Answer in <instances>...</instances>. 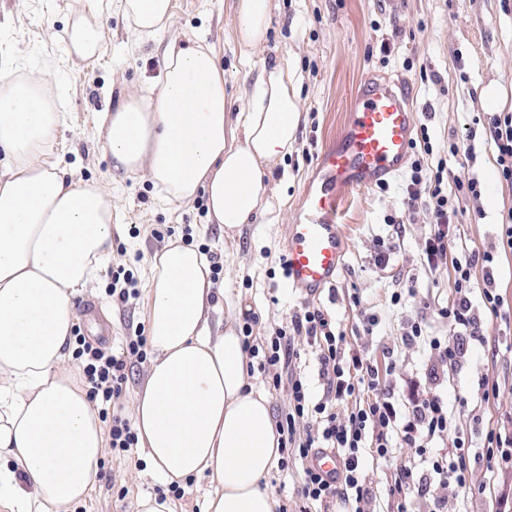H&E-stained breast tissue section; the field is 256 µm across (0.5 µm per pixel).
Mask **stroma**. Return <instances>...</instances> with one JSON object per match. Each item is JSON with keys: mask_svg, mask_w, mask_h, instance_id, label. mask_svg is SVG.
Here are the masks:
<instances>
[{"mask_svg": "<svg viewBox=\"0 0 512 512\" xmlns=\"http://www.w3.org/2000/svg\"><path fill=\"white\" fill-rule=\"evenodd\" d=\"M177 25L142 49L129 46L128 24L117 13L102 17L103 49L97 59L68 57L64 36L79 0H0V55L11 58L22 73L49 72L58 85L65 123L54 152L59 161L84 181L106 185L121 200L120 237L99 283L83 289L75 300L76 325L87 341L105 327L112 334L105 348L121 353L126 333L147 323L145 299L122 304L106 293L112 272L125 267L145 288L153 254L164 244L160 231L191 227L198 247L220 256L223 285L230 288L241 313H253V333L268 336L286 326L305 307L324 312L345 336L347 350L378 366L383 380L401 385L412 373H424L428 357L407 344L411 322L422 321L428 334L450 341L451 333L437 311L452 298V266L431 275L423 260L431 226L423 204L407 206L404 178L396 176L387 189L373 187L346 195L340 230L346 240L342 265L333 287L303 298L284 286L280 260L287 226L301 206L304 188L318 158L336 144L353 93L364 78L406 83L417 124L426 125L435 157L445 158L449 178H477L481 196L463 197L458 214L460 237L451 254L493 253L496 291L512 306V254L501 245V213L512 205V188L500 176L488 137L489 116L482 88L502 87L504 111L512 112V0H272L264 52L243 54L233 37V0H172ZM204 39L224 67V87L233 105L246 103L264 60L291 58L301 85L302 122L292 151L273 169L267 182L265 209L229 242L219 225L208 223L204 197L183 205L160 201L147 173L116 175L100 149L99 121L121 97L157 83L160 44ZM389 43L390 54L380 51ZM471 140L475 157L469 165L449 156L451 143ZM404 225L386 264H378L379 242L391 234L387 217ZM399 304H392L393 295ZM94 302L98 316L83 306ZM472 304L487 328L485 342H468L454 368L437 380L447 392L456 428L473 437L472 482L468 488L436 489L429 496L406 494L412 512H497L501 495H512V463L488 460L483 448L488 430L512 423V331L485 309L480 292ZM373 312L379 323L366 331L362 312ZM489 377L500 395L483 400L479 383ZM405 451L390 463L366 466L377 512H394L396 498L389 486L396 467L407 464ZM162 482L147 468L141 451L124 460L104 456L99 482L76 512H135L138 498L154 493Z\"/></svg>", "mask_w": 512, "mask_h": 512, "instance_id": "1", "label": "stroma"}]
</instances>
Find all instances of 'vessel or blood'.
I'll return each mask as SVG.
<instances>
[{
  "instance_id": "obj_1",
  "label": "vessel or blood",
  "mask_w": 512,
  "mask_h": 512,
  "mask_svg": "<svg viewBox=\"0 0 512 512\" xmlns=\"http://www.w3.org/2000/svg\"><path fill=\"white\" fill-rule=\"evenodd\" d=\"M415 129L404 88L366 80L337 146L323 151L305 189L298 221L289 225L285 286L303 297L333 287L345 250L336 222L342 198L394 178L405 166Z\"/></svg>"
}]
</instances>
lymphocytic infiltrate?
I'll use <instances>...</instances> for the list:
<instances>
[{
  "mask_svg": "<svg viewBox=\"0 0 512 512\" xmlns=\"http://www.w3.org/2000/svg\"><path fill=\"white\" fill-rule=\"evenodd\" d=\"M490 142L496 152L500 175L512 186V112H496L489 119ZM409 202L423 201L432 230L424 244V262L429 272H437L455 241L454 222L459 208L444 187L443 164L414 158L406 183ZM452 259V258H449ZM453 299L438 309L454 336L456 344L441 343L428 335L425 327L415 323L406 335L409 343L423 344L430 352L429 378L443 374L445 367L459 364L463 343L481 340L483 328L475 313L471 296L476 289L473 268L476 262L493 263L491 253L483 256L462 255L452 259ZM244 349L258 359L261 373L268 375V386L288 390V410L278 422L282 434L281 468L300 466L303 481L300 495L314 512H330L341 505L342 512H374L376 495L364 475L366 463L390 462L396 449H408L409 465L396 469L391 494L400 495L414 488L427 494L431 486L465 487L470 483L469 450L471 436L455 431L448 401L440 393H420V380L406 381V393L381 386L379 372L367 358L346 353L344 338L336 334L325 316L317 310L292 315L287 326L254 344L251 324H244ZM311 339L319 349V373L326 385L325 397L310 402L308 389L300 376L290 371L295 337ZM77 357L90 384V396L100 406L99 415L108 420L110 447L124 456L136 448L138 438L133 421L119 404L126 381L128 361L145 362L148 338L143 328L126 337L121 354L92 345L78 337ZM350 404L347 414L336 411L337 405ZM451 439V448L433 449L438 440ZM335 449L342 469L334 475L316 471L310 459L317 449Z\"/></svg>",
  "mask_w": 512,
  "mask_h": 512,
  "instance_id": "f902f5d3",
  "label": "lymphocytic infiltrate"
}]
</instances>
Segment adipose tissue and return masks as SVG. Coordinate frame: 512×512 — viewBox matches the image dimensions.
Segmentation results:
<instances>
[{"mask_svg": "<svg viewBox=\"0 0 512 512\" xmlns=\"http://www.w3.org/2000/svg\"><path fill=\"white\" fill-rule=\"evenodd\" d=\"M132 32L171 27L172 0H114ZM234 37L261 50L272 0H234ZM104 0H83L66 29L70 56L99 52ZM158 86L126 94L101 119V151L115 173L147 172L163 199L206 200L227 239L261 210L266 180L292 150L302 120L289 59L264 63L236 112L224 69L205 43L162 49ZM43 75L15 76L0 60V512H74L98 481L104 424L74 369V299L112 259L119 201L74 179L52 147L65 115ZM205 254L176 239L155 253L146 308L153 358L132 415L149 470L179 484L206 474L217 491L204 512H277L267 478L281 460L270 397L250 381L249 358Z\"/></svg>", "mask_w": 512, "mask_h": 512, "instance_id": "adipose-tissue-1", "label": "adipose tissue"}]
</instances>
